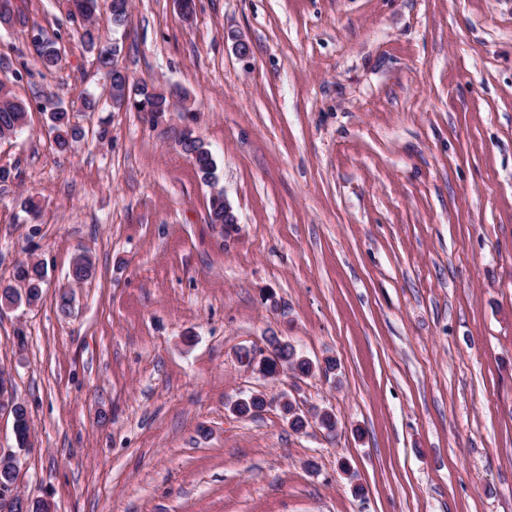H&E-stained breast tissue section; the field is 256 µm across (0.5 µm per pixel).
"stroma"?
I'll return each mask as SVG.
<instances>
[{"mask_svg":"<svg viewBox=\"0 0 512 512\" xmlns=\"http://www.w3.org/2000/svg\"><path fill=\"white\" fill-rule=\"evenodd\" d=\"M93 16L131 77L181 91L239 231L141 113L101 90L68 0H16L0 81L60 91L0 141V283L33 257L41 300L0 310V410L17 493L54 512H512V0H131ZM37 25L63 62L43 74ZM251 55L240 59L233 35ZM109 133L100 137V119ZM41 203L37 223L23 208ZM95 272L61 314L78 253ZM276 335L338 368L267 380L243 354ZM273 403L242 417L234 403ZM328 408L292 431L275 400ZM364 496H354L352 485ZM48 121L49 131L54 134L55 144L61 152L68 151L71 142L82 135L81 130L71 123L70 113L64 108L59 112H52ZM218 189L217 196H212V193L209 198V205H208V214L207 219L208 223L216 224V221H226L229 223L226 227L224 226V232L226 234L233 231L235 226L238 224L237 216L234 214L233 209L224 195V190ZM224 202L216 203L217 200H222Z\"/></svg>","mask_w":512,"mask_h":512,"instance_id":"1","label":"stroma"}]
</instances>
